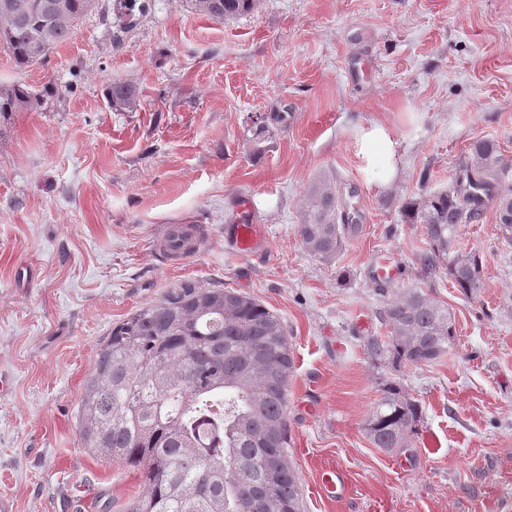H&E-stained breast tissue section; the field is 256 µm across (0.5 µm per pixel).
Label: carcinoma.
Wrapping results in <instances>:
<instances>
[{"label": "carcinoma", "mask_w": 512, "mask_h": 512, "mask_svg": "<svg viewBox=\"0 0 512 512\" xmlns=\"http://www.w3.org/2000/svg\"><path fill=\"white\" fill-rule=\"evenodd\" d=\"M192 9L224 21L257 9L260 0H190ZM95 0H0V47L19 67L43 60L68 40ZM59 94L55 85H0V124ZM105 99L116 112L139 106V91L111 82ZM472 163L453 183L425 191L402 207L420 224L427 277L442 273L467 295L483 286L482 260L456 249L462 224H478L494 203L503 238L512 241V190L493 140H478ZM330 184L311 190L298 225L305 249L329 260L357 229ZM390 335L369 337L373 359L429 363L456 343L453 312L410 289L381 312ZM293 358L281 320L257 300L228 288L185 283L112 326L88 375L77 411L84 447L139 473L142 494L125 512H301L300 482L288 460V381ZM421 406L402 384H388L367 421L378 448L406 447Z\"/></svg>", "instance_id": "obj_1"}]
</instances>
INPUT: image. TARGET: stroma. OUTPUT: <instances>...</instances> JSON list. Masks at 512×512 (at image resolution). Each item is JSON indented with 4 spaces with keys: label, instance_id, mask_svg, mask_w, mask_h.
<instances>
[{
    "label": "stroma",
    "instance_id": "1",
    "mask_svg": "<svg viewBox=\"0 0 512 512\" xmlns=\"http://www.w3.org/2000/svg\"><path fill=\"white\" fill-rule=\"evenodd\" d=\"M95 0L71 38L18 67L0 48V84L60 94L16 113L0 134V503L9 512H123L136 472L82 447L77 408L113 325L178 284L230 288L283 323L293 352L288 459L303 512H512V243L487 207L456 247L480 254L467 296L426 279L421 225L401 207L448 187L475 141H495L512 188V0H261L220 22L188 0ZM113 81L140 104L111 111ZM391 125L402 172L368 187L358 125ZM267 131L257 134V124ZM330 181L359 230L330 260L297 232L309 193ZM249 199L261 257L224 240ZM172 224L200 225L204 248L166 258ZM401 278L379 287L376 255ZM419 288L452 309L456 344L393 370L373 361L379 313ZM423 411L407 447L366 434L387 382ZM433 433L440 446L422 445ZM344 481L340 495L322 483Z\"/></svg>",
    "mask_w": 512,
    "mask_h": 512
}]
</instances>
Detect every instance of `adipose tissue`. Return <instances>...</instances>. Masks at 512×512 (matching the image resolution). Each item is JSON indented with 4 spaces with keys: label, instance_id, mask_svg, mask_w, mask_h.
<instances>
[{
    "label": "adipose tissue",
    "instance_id": "obj_1",
    "mask_svg": "<svg viewBox=\"0 0 512 512\" xmlns=\"http://www.w3.org/2000/svg\"><path fill=\"white\" fill-rule=\"evenodd\" d=\"M357 165L368 185L383 191L400 174L401 155L393 130L385 123L371 122L354 132Z\"/></svg>",
    "mask_w": 512,
    "mask_h": 512
}]
</instances>
